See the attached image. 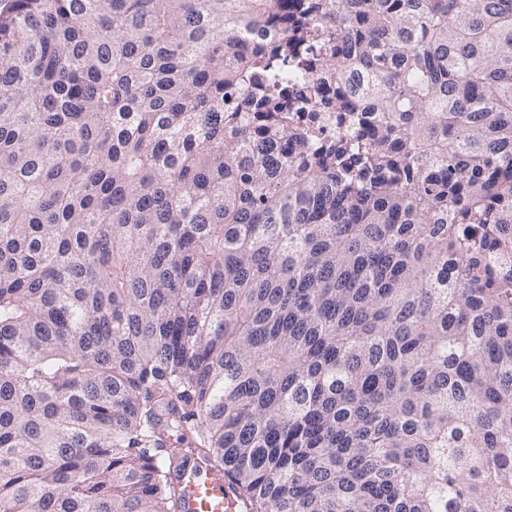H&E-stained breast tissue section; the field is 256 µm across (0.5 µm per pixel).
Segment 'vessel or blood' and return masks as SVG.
I'll return each instance as SVG.
<instances>
[{
	"label": "vessel or blood",
	"mask_w": 512,
	"mask_h": 512,
	"mask_svg": "<svg viewBox=\"0 0 512 512\" xmlns=\"http://www.w3.org/2000/svg\"><path fill=\"white\" fill-rule=\"evenodd\" d=\"M174 478L179 489V512H249L223 472L192 458L177 468Z\"/></svg>",
	"instance_id": "obj_1"
}]
</instances>
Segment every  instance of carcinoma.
Returning a JSON list of instances; mask_svg holds the SVG:
<instances>
[{
	"mask_svg": "<svg viewBox=\"0 0 512 512\" xmlns=\"http://www.w3.org/2000/svg\"><path fill=\"white\" fill-rule=\"evenodd\" d=\"M186 449L512 512V0L0 3V512H178Z\"/></svg>",
	"mask_w": 512,
	"mask_h": 512,
	"instance_id": "1",
	"label": "carcinoma"
}]
</instances>
